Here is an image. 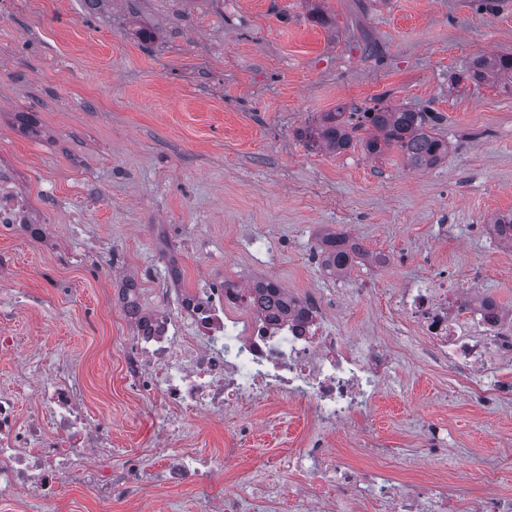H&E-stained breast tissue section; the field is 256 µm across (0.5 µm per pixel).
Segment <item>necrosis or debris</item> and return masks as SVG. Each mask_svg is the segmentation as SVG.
<instances>
[{
  "label": "necrosis or debris",
  "mask_w": 512,
  "mask_h": 512,
  "mask_svg": "<svg viewBox=\"0 0 512 512\" xmlns=\"http://www.w3.org/2000/svg\"><path fill=\"white\" fill-rule=\"evenodd\" d=\"M27 225L32 236L44 225L28 220V206L0 172V229ZM130 334L123 347L130 390L153 413L156 465L132 452L114 467L103 459L111 431L92 418L68 360L30 381L33 415L18 416L12 390H0V496L43 498L61 503L67 487L91 489L104 505L152 490L190 489L201 512H512V461L484 474L478 490L429 470L440 443L423 449L407 467L415 479L402 484L393 471L398 449L373 437L372 409L389 376L393 351L387 343L342 336L320 295L298 299L280 290L264 304L253 285L225 287L204 279L153 314L139 305V288L118 292ZM389 319L411 325L425 341L427 356L455 367L457 387L474 394L493 389L512 403V381L502 366L512 362V316L491 298L474 300L447 275L422 279L388 297ZM286 397L306 408L307 430L299 448L275 464L251 471L249 492L239 496L216 479L240 455L225 448L217 458L180 447L185 420L223 418ZM361 435L367 466L343 460L333 439L342 429ZM297 474L284 484L281 473Z\"/></svg>",
  "instance_id": "1"
}]
</instances>
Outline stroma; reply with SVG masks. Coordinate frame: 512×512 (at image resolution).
I'll use <instances>...</instances> for the list:
<instances>
[{"label": "stroma", "instance_id": "1", "mask_svg": "<svg viewBox=\"0 0 512 512\" xmlns=\"http://www.w3.org/2000/svg\"><path fill=\"white\" fill-rule=\"evenodd\" d=\"M508 53L512 0H12L0 15V169L48 234L0 231V332L31 351L0 358V388L29 416L26 378L68 356L88 413L110 426V461L135 450L155 462L109 290L139 281L153 312L173 252L183 288L272 275L300 298L342 297L345 336L396 350L374 410L381 440L412 454L437 425L438 467L480 480L512 456V406L454 390L452 367L387 322L383 297L445 271L512 312V249L486 226L512 211V95L452 82L472 58ZM376 104L439 112L446 159L415 170L396 152L338 155L296 136L322 113ZM328 229L369 253L343 280L316 262ZM253 236L268 254L252 253ZM246 423L254 432L223 475L242 495L247 472L298 447L302 405L181 434L220 456Z\"/></svg>", "mask_w": 512, "mask_h": 512}]
</instances>
